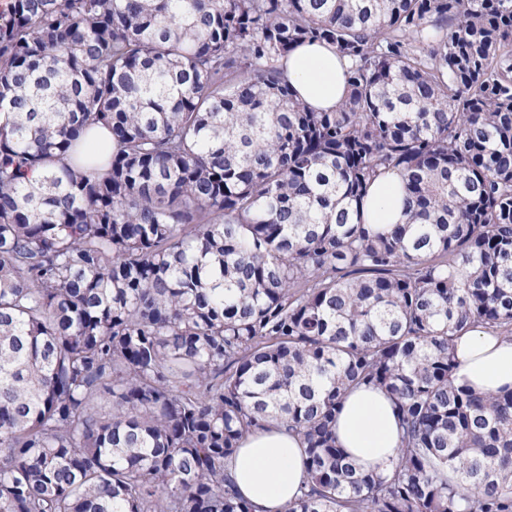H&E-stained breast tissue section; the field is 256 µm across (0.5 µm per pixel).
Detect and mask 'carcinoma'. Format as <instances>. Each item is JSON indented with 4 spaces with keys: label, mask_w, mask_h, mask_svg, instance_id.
<instances>
[{
    "label": "carcinoma",
    "mask_w": 512,
    "mask_h": 512,
    "mask_svg": "<svg viewBox=\"0 0 512 512\" xmlns=\"http://www.w3.org/2000/svg\"><path fill=\"white\" fill-rule=\"evenodd\" d=\"M306 42L349 62L332 112L283 77ZM389 172L409 211L375 229ZM509 326L512 0L0 6V512H255L229 464L273 421L309 475L285 512H512V390L452 377ZM359 387L386 469L336 444ZM336 439L358 463L388 466L400 443V426L391 401L377 390L348 392L336 415Z\"/></svg>",
    "instance_id": "cac0c4a2"
}]
</instances>
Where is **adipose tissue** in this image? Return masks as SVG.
Here are the masks:
<instances>
[{
  "label": "adipose tissue",
  "mask_w": 512,
  "mask_h": 512,
  "mask_svg": "<svg viewBox=\"0 0 512 512\" xmlns=\"http://www.w3.org/2000/svg\"><path fill=\"white\" fill-rule=\"evenodd\" d=\"M334 49L319 44L297 48L284 77L309 106L330 111L346 94L344 70ZM405 195L399 175L389 173L370 189L365 221L386 226L400 223ZM458 368L454 377L482 393L512 388V340L483 329L464 331L455 340ZM336 439L348 456L365 466H388L400 443V426L391 401L380 391L348 392L336 416ZM303 446L285 425L248 435L230 464L238 490L257 512H283L306 478Z\"/></svg>",
  "instance_id": "adipose-tissue-1"
}]
</instances>
